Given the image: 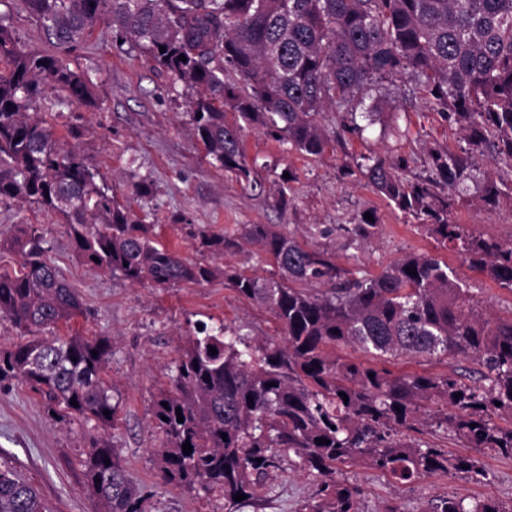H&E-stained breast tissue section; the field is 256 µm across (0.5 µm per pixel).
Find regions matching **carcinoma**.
I'll return each mask as SVG.
<instances>
[{"mask_svg": "<svg viewBox=\"0 0 512 512\" xmlns=\"http://www.w3.org/2000/svg\"><path fill=\"white\" fill-rule=\"evenodd\" d=\"M19 2L57 52L22 48L0 16V204L59 213L79 259L103 273L152 288L222 278L279 326L276 340L252 342L205 325L188 338L170 388L153 401L162 435L154 454L166 482L217 490L234 507L238 494L256 497L283 449L321 478L299 512H361L357 486L336 478L339 465L369 466L403 485L449 472L486 478L476 458L412 439L408 432L420 426L512 456V315H490L447 262L411 253L377 276L338 282L327 252L300 244L279 224H242L231 234L191 230L201 259L190 260L159 244L154 225L118 203L100 173L37 117L48 85L55 90L52 107L93 104L91 81L60 53L78 49L104 25L122 43L144 48L191 92L194 133L206 156L248 182L245 126L285 136L295 150L316 157L330 142L317 121L321 112L353 115L361 91L413 77L428 102L467 133L470 149L430 150L433 179L410 181L400 165L377 156L365 157L358 173L470 267L512 289V241L477 236L448 219L467 181L481 182V200L490 207L504 195L496 181L475 175V154L512 161V0ZM226 107L236 115L232 123ZM440 184L447 193L437 192ZM343 230L363 243L379 224L363 218ZM245 244L275 268L271 276L213 263ZM11 246L22 265L12 275L0 272V317L35 338L0 347V383L30 385L56 421L94 422L99 433L90 437L81 473L97 512H147L146 497L107 436L119 410L104 378L109 340L79 332L38 337L84 314L82 298L48 262L36 227L18 225ZM342 345L379 361L452 353L482 370L473 383L395 375L336 355ZM0 512H52L21 469L2 457ZM425 512H512V501L467 505L448 498L430 502Z\"/></svg>", "mask_w": 512, "mask_h": 512, "instance_id": "carcinoma-1", "label": "carcinoma"}]
</instances>
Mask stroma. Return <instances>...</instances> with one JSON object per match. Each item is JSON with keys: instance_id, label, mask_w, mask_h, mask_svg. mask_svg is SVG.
Segmentation results:
<instances>
[{"instance_id": "obj_1", "label": "stroma", "mask_w": 512, "mask_h": 512, "mask_svg": "<svg viewBox=\"0 0 512 512\" xmlns=\"http://www.w3.org/2000/svg\"><path fill=\"white\" fill-rule=\"evenodd\" d=\"M0 14L9 15L20 45L48 50L41 28L19 0H0ZM67 60L91 80L96 104L47 112L44 120L99 171L120 203L132 205L145 223L154 225L158 240L182 256H196L187 235L191 225L221 233L240 224H282L301 243L327 251L342 276H375L406 254H429L448 262L484 308L501 316L512 314V290L471 268L426 234L417 218L351 174L363 157L376 155L393 162L406 159L402 174L407 179L426 177L431 149L456 152L464 147V131L427 103L413 82L383 81L371 88L361 107L372 110V125L360 136L344 134L317 157L304 156L261 129L246 128L243 145L251 176L243 181L206 158L192 134L186 89L146 51L116 46L111 31L101 25ZM73 127L79 129V138L69 137ZM288 171L296 180L283 208L275 183ZM141 181L151 184L152 193L133 199L131 186ZM479 196V189L468 185L451 221L503 242L512 240V199L503 198L491 208ZM367 211L378 218V236L365 247L350 243L345 226L359 223ZM20 224L42 232L47 258L81 294L87 314L73 321V329L112 344L105 378L120 410L109 436L130 480L146 496L149 512H299L315 496L319 477L301 470L296 457L285 451L257 499L233 511L216 494L166 483L152 454L160 442L152 421L153 398L169 387L179 350L195 325L224 324L262 339L277 333L265 309L220 280L145 288L99 273L78 260L62 217L34 204H0V272L19 268L21 257L9 240ZM386 367L396 374L448 375L466 382L477 378L479 370L475 361L460 355L397 358ZM91 433V424L84 421L55 423L29 385L0 383V456L21 466L55 512H95L78 467ZM475 456L488 474L481 482L439 474L396 485L370 468L345 466L341 472L359 487L362 512H420L428 501L446 498L512 499V457L488 449Z\"/></svg>"}]
</instances>
